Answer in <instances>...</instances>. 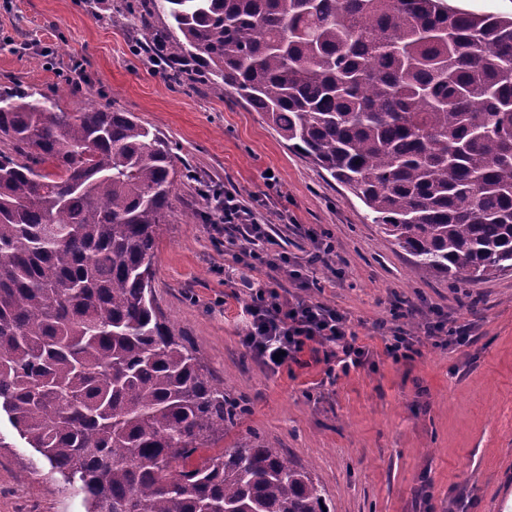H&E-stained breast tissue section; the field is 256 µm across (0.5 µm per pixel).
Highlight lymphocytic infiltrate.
Here are the masks:
<instances>
[{
    "label": "lymphocytic infiltrate",
    "instance_id": "f902f5d3",
    "mask_svg": "<svg viewBox=\"0 0 512 512\" xmlns=\"http://www.w3.org/2000/svg\"><path fill=\"white\" fill-rule=\"evenodd\" d=\"M214 221L244 228L238 261L247 270L240 278L247 319L241 343L254 358L276 371L298 362L300 353L310 348L331 368L337 366L346 372L364 364L369 351L359 345L345 314L290 291V284L300 276L290 270L286 253H270L275 240L252 209L228 194ZM259 265L276 269L278 278L254 281L249 272Z\"/></svg>",
    "mask_w": 512,
    "mask_h": 512
}]
</instances>
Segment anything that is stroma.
<instances>
[{"mask_svg":"<svg viewBox=\"0 0 512 512\" xmlns=\"http://www.w3.org/2000/svg\"><path fill=\"white\" fill-rule=\"evenodd\" d=\"M123 0H0V89L21 80L77 112H131L169 145L177 177L157 242L155 300L176 336L249 413L247 431L309 468L329 512H512V271L456 287L413 272L366 207L239 96L171 83L137 46ZM79 66L81 83L60 71ZM278 184L268 188L264 175ZM257 208L279 251L312 280L305 296L350 319L369 357L330 377L312 351L273 373L241 344L237 228L209 216L225 194ZM331 238L308 265V231ZM468 327L459 345L425 337L436 313ZM419 353L394 360L392 329ZM0 512H86L0 411Z\"/></svg>","mask_w":512,"mask_h":512,"instance_id":"1","label":"stroma"}]
</instances>
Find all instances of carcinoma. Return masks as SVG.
Wrapping results in <instances>:
<instances>
[{
	"instance_id": "cac0c4a2",
	"label": "carcinoma",
	"mask_w": 512,
	"mask_h": 512,
	"mask_svg": "<svg viewBox=\"0 0 512 512\" xmlns=\"http://www.w3.org/2000/svg\"><path fill=\"white\" fill-rule=\"evenodd\" d=\"M174 84L236 93L415 271L512 270V17L448 0H143ZM170 19L165 29L152 19ZM0 409L87 512H328L152 298L174 156L129 112L0 91Z\"/></svg>"
}]
</instances>
